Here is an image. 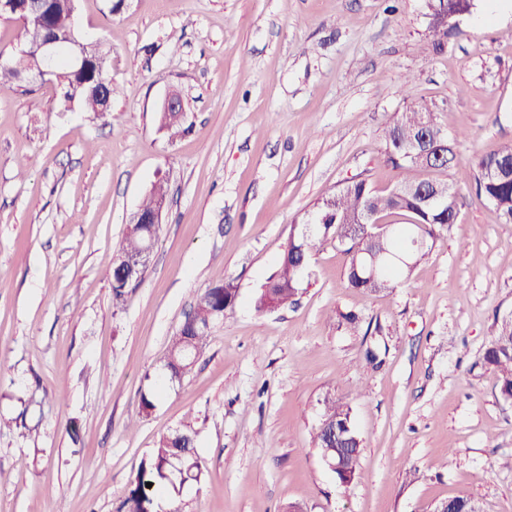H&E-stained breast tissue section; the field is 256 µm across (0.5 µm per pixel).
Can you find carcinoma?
Listing matches in <instances>:
<instances>
[{
	"instance_id": "1",
	"label": "carcinoma",
	"mask_w": 512,
	"mask_h": 512,
	"mask_svg": "<svg viewBox=\"0 0 512 512\" xmlns=\"http://www.w3.org/2000/svg\"><path fill=\"white\" fill-rule=\"evenodd\" d=\"M76 0H50L49 13L37 18H15L19 23L17 41L37 46L47 36H57L68 27ZM431 27L448 35L455 31L446 25L445 19H453L452 13L464 10L468 13L476 7L474 0H431ZM59 67L62 76L58 83V107L63 111L76 106L84 112L102 116L112 111V98L116 89L111 82L97 91L100 77L93 70L75 73L67 66L66 54H61ZM26 83L25 71L16 67H0V89L21 88ZM444 129L437 111L427 104L415 105L405 112L390 115L384 125V140L389 161L400 170L395 187L389 192L377 191L365 180L355 181L332 190L316 205V210L295 220L288 241L275 272L266 280L254 296V308L259 313L272 312L297 302L302 285L307 278L314 256L327 243L336 244L348 256L344 271L347 287L367 293H377L396 287L411 269L396 262V258L413 253L417 263L429 253L430 242L437 233L454 224L459 215L458 193L446 181L433 177L444 171L456 160V150L448 151V162L433 168L411 159L407 152L411 143L420 137L432 142L440 141ZM473 179L478 197L484 199L497 218L504 224H512V141L497 150L478 153L472 160ZM168 192L164 181L155 182L139 205L144 214L154 210ZM370 213L392 216L384 235L374 240L371 248L383 258L378 278L369 280L354 265L350 253L361 245L360 225L366 223ZM316 224L318 229L310 236L300 235L297 225ZM160 228L148 232L143 224L128 225L119 243L117 258L108 272L112 289V302L119 307L128 293L137 286L121 275L120 261L140 253L150 241L157 242ZM238 288L234 281L226 280L205 289L197 295L192 312L179 330L171 337L167 355L161 365L169 381L183 379L190 374L194 363L202 354L207 335L201 333L198 324L223 314L236 302ZM485 363L494 368L498 377L500 395H512V316L495 325L494 339L486 350ZM161 387L153 385L140 398L141 414L156 407ZM313 442L319 453L340 455L346 466V481L353 480L360 457L361 439L351 421L350 409L333 397L324 399V411L315 430ZM182 450L191 454L184 457V479L171 475V463ZM195 431L186 424L179 430L162 437L141 461L135 477L127 488L121 504V512H159L158 496L163 493L170 500H177L181 485L201 481L202 469L195 454ZM152 487H146V483Z\"/></svg>"
}]
</instances>
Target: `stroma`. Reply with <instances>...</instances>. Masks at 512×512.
<instances>
[{
	"label": "stroma",
	"instance_id": "35a3bbf8",
	"mask_svg": "<svg viewBox=\"0 0 512 512\" xmlns=\"http://www.w3.org/2000/svg\"><path fill=\"white\" fill-rule=\"evenodd\" d=\"M110 6L77 2L81 31L111 50L105 117L59 111L51 81L0 90V417L25 419L0 430V512H118L187 420L204 474L181 512H431L458 495L512 512V401L484 362L512 315V224L472 189L473 155L512 141V19L476 0L437 50L427 0ZM173 90L191 126L176 139L157 121ZM417 103L465 133L444 174L456 224L398 287L347 288L329 245L295 305L256 312L297 217L357 179L394 186L383 122ZM158 180L160 238L117 308L107 273ZM228 278L233 309L140 417L195 294ZM349 311L363 332L340 322ZM329 394L363 440L348 484L313 444Z\"/></svg>",
	"mask_w": 512,
	"mask_h": 512
}]
</instances>
